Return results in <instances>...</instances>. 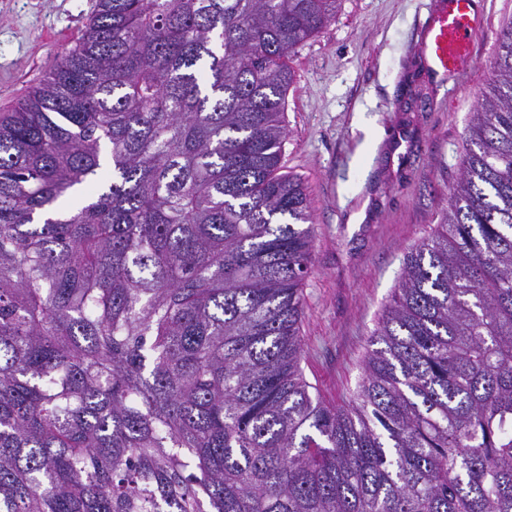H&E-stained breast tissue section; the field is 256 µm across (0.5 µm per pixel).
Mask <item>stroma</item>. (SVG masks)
<instances>
[{
    "mask_svg": "<svg viewBox=\"0 0 512 512\" xmlns=\"http://www.w3.org/2000/svg\"><path fill=\"white\" fill-rule=\"evenodd\" d=\"M95 0H0V112L87 29ZM434 0H341L289 57L282 164L303 182L315 234L304 279L301 363L312 396L340 403L363 374L367 339L409 248L430 237L459 175L512 0H483L477 60L436 79L421 48Z\"/></svg>",
    "mask_w": 512,
    "mask_h": 512,
    "instance_id": "obj_1",
    "label": "stroma"
}]
</instances>
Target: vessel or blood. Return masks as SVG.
Instances as JSON below:
<instances>
[{
  "instance_id": "1",
  "label": "vessel or blood",
  "mask_w": 512,
  "mask_h": 512,
  "mask_svg": "<svg viewBox=\"0 0 512 512\" xmlns=\"http://www.w3.org/2000/svg\"><path fill=\"white\" fill-rule=\"evenodd\" d=\"M479 19L476 0H437L422 25V50L434 75L451 78L472 67Z\"/></svg>"
}]
</instances>
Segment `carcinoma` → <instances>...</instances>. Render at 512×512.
I'll use <instances>...</instances> for the list:
<instances>
[{"mask_svg":"<svg viewBox=\"0 0 512 512\" xmlns=\"http://www.w3.org/2000/svg\"><path fill=\"white\" fill-rule=\"evenodd\" d=\"M340 0H95L0 113V512H512V27L339 404L288 57Z\"/></svg>","mask_w":512,"mask_h":512,"instance_id":"obj_1","label":"carcinoma"}]
</instances>
